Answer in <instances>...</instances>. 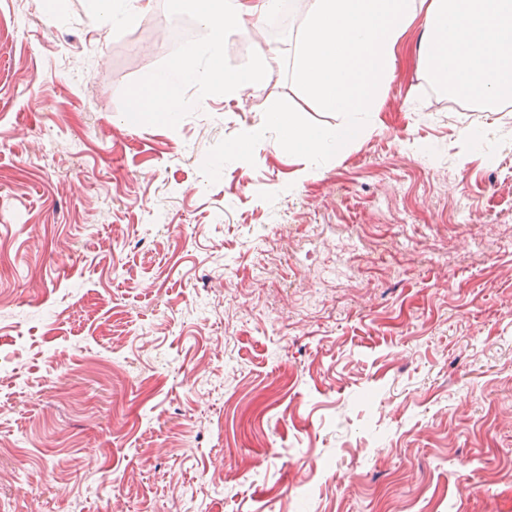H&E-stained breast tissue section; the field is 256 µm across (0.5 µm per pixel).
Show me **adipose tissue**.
Masks as SVG:
<instances>
[{
    "label": "adipose tissue",
    "instance_id": "ef3b65f1",
    "mask_svg": "<svg viewBox=\"0 0 512 512\" xmlns=\"http://www.w3.org/2000/svg\"><path fill=\"white\" fill-rule=\"evenodd\" d=\"M276 0H195V18L204 37L184 48L169 65L156 72L136 94L130 112L152 109L179 112L185 106L184 86H221L225 97L234 98L265 82L277 64L276 48L255 55L246 65L224 67V36L250 35L275 11ZM96 19L103 24L130 25L147 18L150 0H94Z\"/></svg>",
    "mask_w": 512,
    "mask_h": 512
}]
</instances>
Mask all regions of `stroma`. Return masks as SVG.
<instances>
[{
  "mask_svg": "<svg viewBox=\"0 0 512 512\" xmlns=\"http://www.w3.org/2000/svg\"><path fill=\"white\" fill-rule=\"evenodd\" d=\"M92 7L0 0V512H512V109L431 96L418 17L341 153L211 184L338 116L282 68L128 118L194 5ZM96 20L103 24L131 25L152 13L151 0H94Z\"/></svg>",
  "mask_w": 512,
  "mask_h": 512,
  "instance_id": "1",
  "label": "stroma"
}]
</instances>
